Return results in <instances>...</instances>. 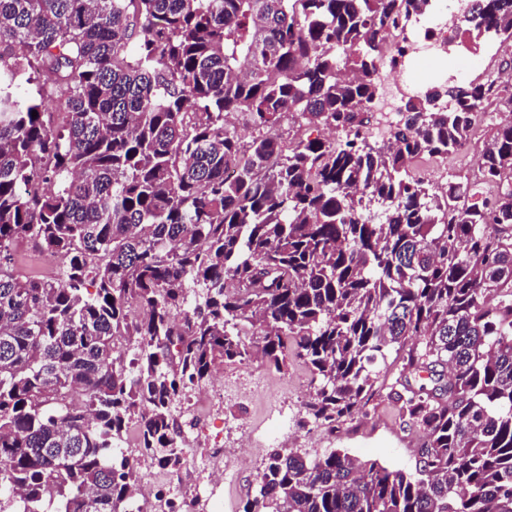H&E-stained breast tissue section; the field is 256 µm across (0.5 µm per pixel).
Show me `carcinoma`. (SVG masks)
Instances as JSON below:
<instances>
[{"label": "carcinoma", "mask_w": 512, "mask_h": 512, "mask_svg": "<svg viewBox=\"0 0 512 512\" xmlns=\"http://www.w3.org/2000/svg\"><path fill=\"white\" fill-rule=\"evenodd\" d=\"M481 2L464 32L512 40ZM434 7L0 0V512H130L113 445L141 422L181 465L176 404L255 354L302 363L300 424L334 432L410 339L415 472L280 447L243 512H512V119L475 177L413 173L512 87L429 84L370 132L389 38ZM40 72L59 122L20 92ZM19 239L59 278L17 274Z\"/></svg>", "instance_id": "cac0c4a2"}]
</instances>
